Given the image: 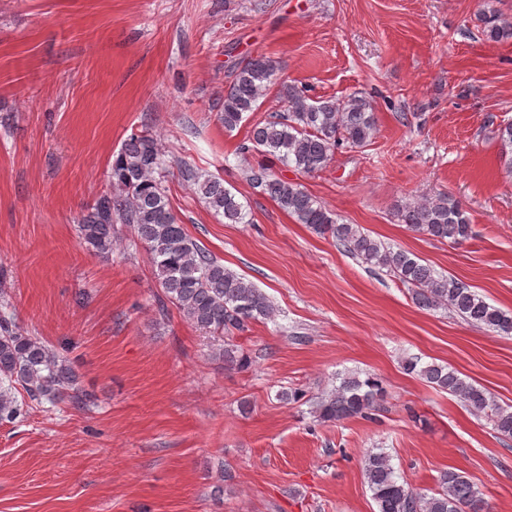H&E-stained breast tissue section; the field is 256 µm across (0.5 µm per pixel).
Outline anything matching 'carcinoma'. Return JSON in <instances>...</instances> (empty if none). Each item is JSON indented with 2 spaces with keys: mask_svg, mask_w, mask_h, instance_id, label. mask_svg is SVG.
Listing matches in <instances>:
<instances>
[{
  "mask_svg": "<svg viewBox=\"0 0 512 512\" xmlns=\"http://www.w3.org/2000/svg\"><path fill=\"white\" fill-rule=\"evenodd\" d=\"M481 22L487 39L512 40V20L501 12H484ZM277 70L275 61L261 55L234 68L233 79L224 88V112L220 113L225 130H235L244 114L259 109V99L273 84ZM280 94L286 102L284 111L257 122L240 145L244 158L254 151L271 158L269 165L248 167L252 186L297 223L333 238L363 263L386 270L408 287L418 307L448 309L472 326L512 335V312L487 302L461 280L438 274L413 254L385 245L358 225L339 221L301 185L284 180L274 170L277 162L301 173H315L327 166L336 150L367 145L377 132L371 102L357 94L315 101L305 89L292 84L282 85ZM498 138L501 158L512 167V122L499 126ZM164 172V154L157 137L147 128L130 134L112 159L109 187L87 205L79 220L81 243L99 255H108L115 225H128L151 256L163 294L160 302L172 304L188 322L211 336L243 333L257 321L273 319L276 309L269 298L251 281L224 267L180 224L170 206ZM180 175L198 186L205 205L224 216L225 222L250 223L249 212L224 186V179L203 176L186 163L180 166ZM396 217L414 232L453 244L474 236L462 205L446 193L401 204ZM219 357L229 367L247 364V357L232 343L224 344ZM405 367L489 418L499 435L512 438V410L498 405L484 387L444 365L421 367L418 359L411 358ZM16 384L33 400L62 401L70 397L76 374L66 358L0 315L1 423L25 414L12 392ZM380 394L378 380L347 375L316 404L313 417L321 422L367 417L376 409ZM363 472L375 512H486L480 490L456 471H441L438 489L432 493L416 492L398 481L389 454L380 448L367 456Z\"/></svg>",
  "mask_w": 512,
  "mask_h": 512,
  "instance_id": "carcinoma-1",
  "label": "carcinoma"
}]
</instances>
